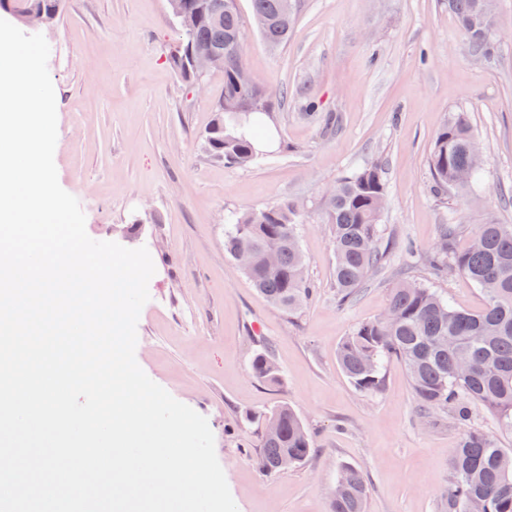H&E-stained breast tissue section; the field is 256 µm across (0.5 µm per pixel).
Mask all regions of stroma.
I'll return each instance as SVG.
<instances>
[{"instance_id":"stroma-1","label":"stroma","mask_w":512,"mask_h":512,"mask_svg":"<svg viewBox=\"0 0 512 512\" xmlns=\"http://www.w3.org/2000/svg\"><path fill=\"white\" fill-rule=\"evenodd\" d=\"M508 37L496 56L470 61L445 0H304L288 44L268 48L245 25L246 66L272 92L287 90L271 125L272 147L248 167H228L203 148L224 75L182 80L169 55L180 31L166 0H66L43 29L55 88L60 186L76 197L94 240L146 247L155 266L137 323L138 365L174 399L205 416L238 512H328L336 474L349 464L368 488L366 512H445L449 459L461 428L449 414L420 420L410 379L390 361L379 394L348 382L337 348L380 315L401 276L404 249H431L447 221L471 229L487 218L512 224L499 201L512 188V0H498ZM336 118L324 135L305 104ZM466 109L484 153L477 202L436 199L428 155L451 112ZM387 167L382 225L386 267L349 304L333 286L335 262L322 196L364 161ZM295 199L311 300L288 314L262 299L224 253V216ZM416 277L457 308L484 298L459 275ZM271 346L282 383L249 371ZM288 401L310 431L312 456L277 475L253 464L260 415Z\"/></svg>"}]
</instances>
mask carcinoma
Listing matches in <instances>:
<instances>
[{"label":"carcinoma","mask_w":512,"mask_h":512,"mask_svg":"<svg viewBox=\"0 0 512 512\" xmlns=\"http://www.w3.org/2000/svg\"><path fill=\"white\" fill-rule=\"evenodd\" d=\"M251 17L262 16L259 30L271 47H282L295 29L302 0H250ZM484 0H448L471 59L492 58L499 45L488 34ZM63 0H0V11L41 12L47 26L59 20ZM239 9L218 19L204 16L181 33L184 51L227 46L243 33ZM184 80H195L188 55L169 58ZM245 57H224V94L215 103L213 122L204 148L214 159L247 166L257 157L254 128L272 118L277 95L252 81H239ZM431 190L441 197L454 190L475 196L481 182L483 155L466 111L453 112L436 134L428 157ZM385 165L364 162L336 180L322 203L335 254L333 278L339 300L354 299L361 285L386 262L381 249V221L385 210ZM305 211L284 199L260 209L232 213L225 218L224 251L235 257L252 254L245 271L256 291L271 305L293 313L310 299L306 260L299 245ZM464 226L442 225L436 246L424 255L405 249L409 263L421 260L437 276L457 273L482 291L485 304L478 311L453 307L429 284L406 276L392 288L385 313L357 326L337 350L343 374L364 395L380 392L387 364L397 359L407 369L419 411L430 418L449 411L462 425L451 457L453 479L445 498L447 512H467L475 499L482 512H512V448L498 438L470 426L473 406L497 411V426L512 435V224L489 218L469 235L465 248L457 246ZM270 348L255 351L250 371L261 383L276 386L281 375L270 364ZM258 470L277 474L302 464L313 439L299 415L282 401L263 415ZM367 484L351 465L342 466L329 503V512H365Z\"/></svg>","instance_id":"obj_1"}]
</instances>
